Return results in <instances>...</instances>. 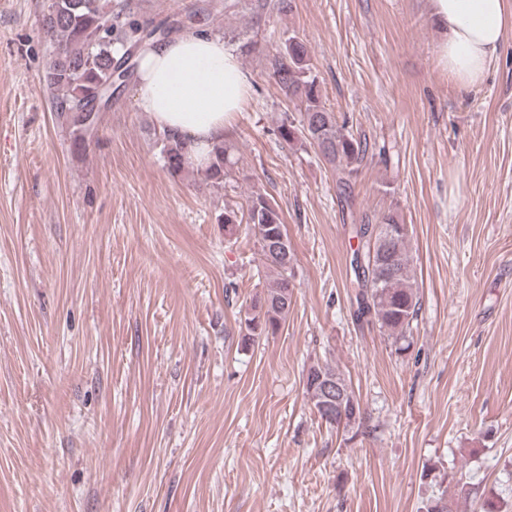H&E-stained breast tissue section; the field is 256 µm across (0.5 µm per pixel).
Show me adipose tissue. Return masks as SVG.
<instances>
[{"instance_id":"1","label":"adipose tissue","mask_w":512,"mask_h":512,"mask_svg":"<svg viewBox=\"0 0 512 512\" xmlns=\"http://www.w3.org/2000/svg\"><path fill=\"white\" fill-rule=\"evenodd\" d=\"M428 9L441 33L439 58L449 76L462 87L478 84L512 32V0H428ZM139 73L137 99L156 130L185 141L189 165L206 168L248 96L235 50L223 37L191 32L156 42L143 55Z\"/></svg>"}]
</instances>
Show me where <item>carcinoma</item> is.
<instances>
[{"mask_svg":"<svg viewBox=\"0 0 512 512\" xmlns=\"http://www.w3.org/2000/svg\"><path fill=\"white\" fill-rule=\"evenodd\" d=\"M112 25L104 26V19ZM42 27L57 45L43 74V82L52 95L55 114L71 139L76 152L86 149L100 121L102 107L95 106L101 87L110 82L120 88L135 77L137 58L150 42L167 37L176 22L165 18L157 23L135 19L131 0H47ZM269 76L285 98L300 104L299 116L284 113L276 132L288 143L301 142L316 150L336 171V187L348 207H353L352 186L370 152L367 139L355 134L347 123H338L336 114L322 101L317 77L313 74L310 52L295 36L288 37L268 59ZM160 153L168 172L179 176L189 170L188 147L170 134L158 138ZM232 144L225 141L212 150V161L204 170L196 171L198 186L221 188L230 175ZM246 224L255 238L268 284L252 305L245 319L246 333L242 341L256 336H274L288 319L292 294L294 250L289 255L273 254L272 240L288 238L278 205L260 191L252 192L246 209L224 210V224L229 233ZM393 228L384 252H379L373 236L376 228ZM358 239L357 253L351 267L354 278L355 304L353 317L358 322L376 326L398 344L396 351L407 349L405 343L418 318L420 299L415 289L409 250V233L397 216L387 213L372 222L363 217L352 224ZM336 377L348 391L335 412L344 419V427H362L367 416L359 399L345 379L336 375V367L325 362L311 365L306 373L305 390L319 417L333 424V418L322 410V383L318 374Z\"/></svg>","mask_w":512,"mask_h":512,"instance_id":"1","label":"carcinoma"}]
</instances>
